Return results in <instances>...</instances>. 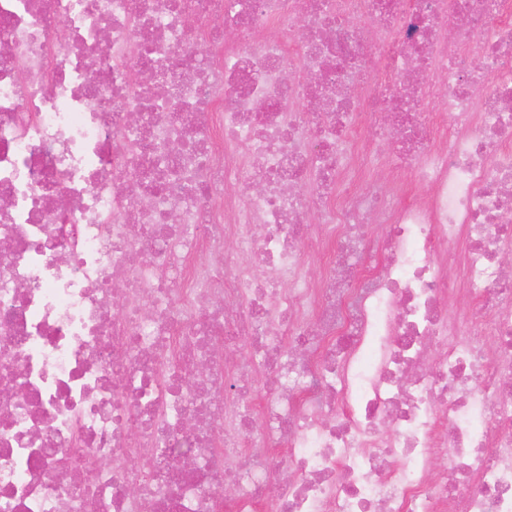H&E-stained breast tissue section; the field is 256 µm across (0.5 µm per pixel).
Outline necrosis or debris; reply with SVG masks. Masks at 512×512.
<instances>
[{"instance_id": "obj_1", "label": "necrosis or debris", "mask_w": 512, "mask_h": 512, "mask_svg": "<svg viewBox=\"0 0 512 512\" xmlns=\"http://www.w3.org/2000/svg\"><path fill=\"white\" fill-rule=\"evenodd\" d=\"M510 251L512 0H0V512H512Z\"/></svg>"}]
</instances>
